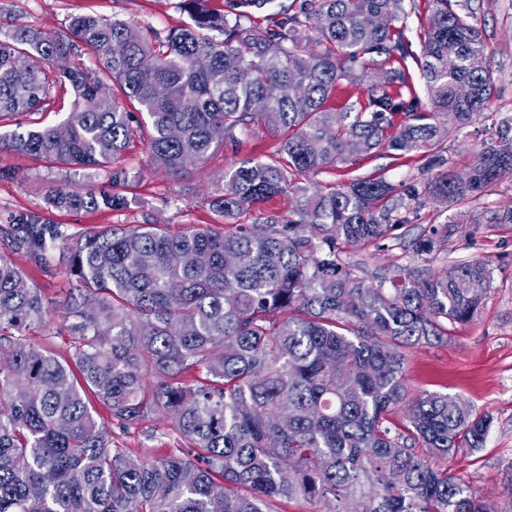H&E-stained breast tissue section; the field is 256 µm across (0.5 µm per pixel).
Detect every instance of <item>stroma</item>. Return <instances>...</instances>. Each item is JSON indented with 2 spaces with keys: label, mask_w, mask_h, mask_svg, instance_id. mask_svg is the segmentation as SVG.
<instances>
[{
  "label": "stroma",
  "mask_w": 512,
  "mask_h": 512,
  "mask_svg": "<svg viewBox=\"0 0 512 512\" xmlns=\"http://www.w3.org/2000/svg\"><path fill=\"white\" fill-rule=\"evenodd\" d=\"M468 6L483 31L496 89L489 107L491 119L450 129L442 144L447 168L455 173L468 171L475 154L497 142L499 122L512 119V0H468ZM76 14L105 19L116 16L162 33L188 20L180 0H0L1 21L18 15L27 24L48 32L65 31L70 17ZM277 142V137L258 127L244 137L239 152L221 148L205 166L173 176L151 165L145 138L136 136L118 161L128 177L130 204L123 210L99 212H49L44 194L51 186L80 192L107 186L108 169L75 171L2 149L0 168L8 175L0 179V226L18 211L47 214L73 236L112 224H159L172 233L191 224H210L214 221L211 196L222 186L225 170L241 157L268 158ZM426 162L420 154L397 159L376 153L336 171L306 173L300 182L329 188L355 178L381 176L395 185H420L436 175ZM510 209L512 176L507 175L487 191L452 208L430 201L411 210L408 224L383 247H347L341 255L343 262L357 265L359 275L372 281L412 265L443 271L473 259L489 263V290L473 322L452 331L444 342L401 349L410 396L448 394L491 416L483 448L462 450L451 462L453 471L464 478L488 512H512V224L498 221ZM441 224L451 229L447 240L431 253L416 255L414 241L430 226ZM16 263L30 285L42 292L50 310L46 327L30 329L29 337L37 346L65 352L69 318L62 302L76 287L75 276L58 261L47 268L24 257L17 258ZM112 442L134 449L146 459L159 449L182 445L176 431L151 421L129 434L113 429Z\"/></svg>",
  "instance_id": "1"
}]
</instances>
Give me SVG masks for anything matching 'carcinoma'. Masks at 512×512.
<instances>
[{
	"label": "carcinoma",
	"instance_id": "carcinoma-1",
	"mask_svg": "<svg viewBox=\"0 0 512 512\" xmlns=\"http://www.w3.org/2000/svg\"><path fill=\"white\" fill-rule=\"evenodd\" d=\"M208 2L182 0L190 22L165 35L90 14L71 17L66 33L0 25V149L101 167L145 128L152 164L177 175L256 125L279 137L274 156L224 172L210 227L119 225L72 240L18 212L0 228V512H278L297 497L316 512H486L446 461L483 447L491 418L448 394L408 397L399 347L471 322L487 262L417 265L373 285L340 254L381 247L412 205L451 207L512 175V137L480 151L468 173L420 188L383 177L328 191L292 182L377 151L447 164L448 124H469L495 91L473 13L433 0L417 54L405 0H291L265 27L239 2L219 15ZM77 41L90 57L71 68ZM54 73L73 90L71 112L24 125L17 117L42 110ZM367 80L366 98L332 105L340 82ZM126 186L116 169L109 191L51 186L45 201L120 210ZM285 192L287 213L224 230ZM447 238L434 225L415 252ZM56 243L81 283L66 301L65 357L26 336L49 310L14 261L45 265ZM92 396L123 430L160 421L183 447L150 460L112 447Z\"/></svg>",
	"mask_w": 512,
	"mask_h": 512
}]
</instances>
